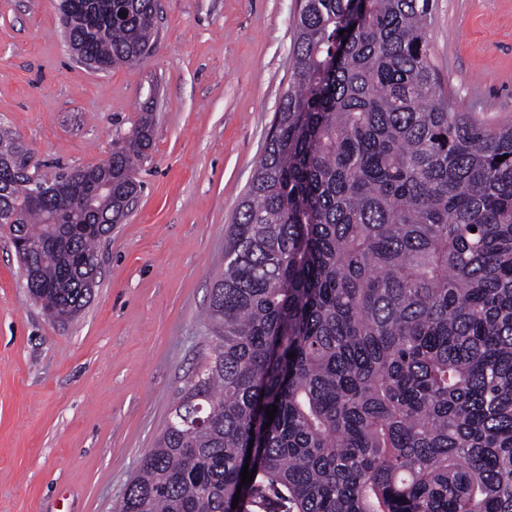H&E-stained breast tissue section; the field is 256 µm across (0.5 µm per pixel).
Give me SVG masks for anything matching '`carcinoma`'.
<instances>
[{
  "mask_svg": "<svg viewBox=\"0 0 512 512\" xmlns=\"http://www.w3.org/2000/svg\"><path fill=\"white\" fill-rule=\"evenodd\" d=\"M431 7L302 0L208 352L112 512H512V114L448 110ZM156 9L78 0L62 24L108 71L147 57ZM153 129L146 112L104 162L51 179L0 129V228L51 319L90 301ZM100 182L94 211L61 199Z\"/></svg>",
  "mask_w": 512,
  "mask_h": 512,
  "instance_id": "1",
  "label": "carcinoma"
}]
</instances>
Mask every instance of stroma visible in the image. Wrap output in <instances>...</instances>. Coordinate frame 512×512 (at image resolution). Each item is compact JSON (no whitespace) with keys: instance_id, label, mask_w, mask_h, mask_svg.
I'll use <instances>...</instances> for the list:
<instances>
[{"instance_id":"stroma-1","label":"stroma","mask_w":512,"mask_h":512,"mask_svg":"<svg viewBox=\"0 0 512 512\" xmlns=\"http://www.w3.org/2000/svg\"><path fill=\"white\" fill-rule=\"evenodd\" d=\"M59 0H0V125L43 174L104 161L153 111L142 191L98 247L93 296L57 322L0 232V512H112L209 347L224 233L292 78L299 0H157L139 64L71 55ZM454 112L512 113V0H433Z\"/></svg>"}]
</instances>
